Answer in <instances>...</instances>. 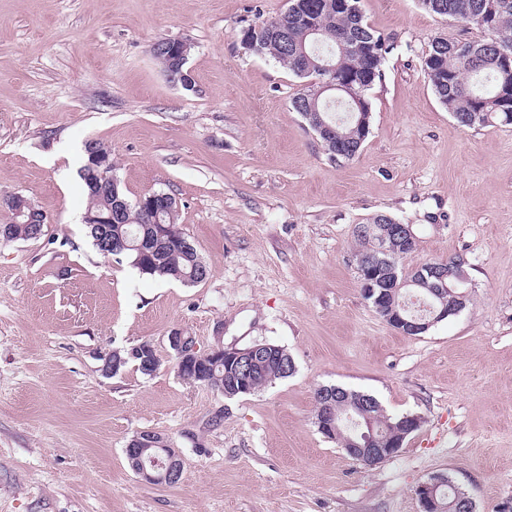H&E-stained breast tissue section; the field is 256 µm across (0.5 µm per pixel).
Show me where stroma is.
Listing matches in <instances>:
<instances>
[{
    "instance_id": "1",
    "label": "stroma",
    "mask_w": 512,
    "mask_h": 512,
    "mask_svg": "<svg viewBox=\"0 0 512 512\" xmlns=\"http://www.w3.org/2000/svg\"><path fill=\"white\" fill-rule=\"evenodd\" d=\"M288 0H0V195L50 218L0 243V512H421L447 475L476 504L512 498V125H457L424 71L431 39L482 33L417 0H362L394 43L360 157L337 163L290 106L302 79L247 50L244 26ZM191 47L192 89L153 45ZM128 198L174 195L208 269L186 285L101 255L83 216L85 141ZM413 225L405 269L463 257L466 308L404 336L361 295L356 225ZM282 346L296 371L231 400L181 380L168 337ZM151 344L149 376L103 355ZM374 395L421 427L365 467L315 424L314 392ZM219 424H212V417ZM143 431L183 459L141 482ZM159 439L162 442H159ZM150 448L155 449V454L149 456L147 464L143 460V454ZM124 454L135 464V474L146 484L167 485L179 474L178 463L182 459L180 451L178 448H172L170 442L159 434H137L127 443Z\"/></svg>"
}]
</instances>
